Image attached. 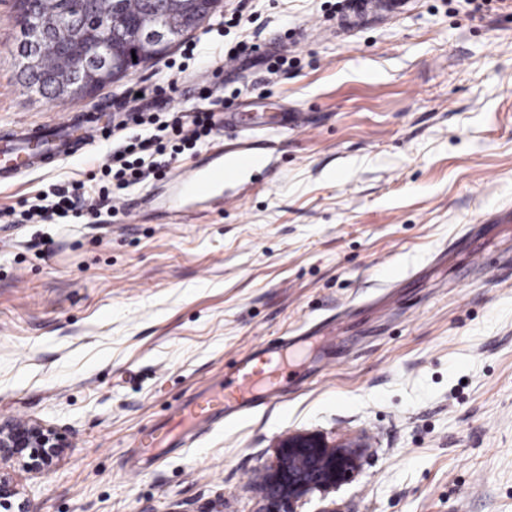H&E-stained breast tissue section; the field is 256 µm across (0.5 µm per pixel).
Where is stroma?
<instances>
[{"mask_svg": "<svg viewBox=\"0 0 512 512\" xmlns=\"http://www.w3.org/2000/svg\"><path fill=\"white\" fill-rule=\"evenodd\" d=\"M363 2L224 0L209 40L256 52L181 72L176 45L72 100L20 82L16 2L0 0V130L91 112L102 132L0 186V211L99 175L124 112L194 111L208 78L227 111L249 100V124L308 123L275 135L268 171L225 184L233 208L179 221L150 179L113 201L135 223H0V415L71 443L50 476L18 473L32 512H259L245 484L295 432L367 446L301 512H512V0L475 19L465 0ZM280 37L290 60L271 76ZM300 335L282 402L137 466L142 430L238 354Z\"/></svg>", "mask_w": 512, "mask_h": 512, "instance_id": "35a3bbf8", "label": "stroma"}]
</instances>
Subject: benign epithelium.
<instances>
[{"label": "benign epithelium", "mask_w": 512, "mask_h": 512, "mask_svg": "<svg viewBox=\"0 0 512 512\" xmlns=\"http://www.w3.org/2000/svg\"><path fill=\"white\" fill-rule=\"evenodd\" d=\"M120 0H87L63 26L51 14H34L26 0H18L25 47L18 48L21 75L39 91L54 97L86 98L97 87L127 76L133 69L163 55L184 34L202 27L221 0H145L146 8L127 18ZM95 29L98 37L83 51H72L77 35ZM45 39L71 52L60 70L42 67L37 51ZM70 447L60 429L32 419H0V512H30L14 472L49 475ZM365 445L360 441L328 443L315 434L296 433L282 439L262 468L265 482L259 496L261 512H299L316 491L350 481L361 467ZM307 461V469H292L293 456Z\"/></svg>", "instance_id": "obj_1"}]
</instances>
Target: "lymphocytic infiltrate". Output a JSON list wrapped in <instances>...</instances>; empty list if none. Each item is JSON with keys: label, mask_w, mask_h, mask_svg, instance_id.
Masks as SVG:
<instances>
[{"label": "lymphocytic infiltrate", "mask_w": 512, "mask_h": 512, "mask_svg": "<svg viewBox=\"0 0 512 512\" xmlns=\"http://www.w3.org/2000/svg\"><path fill=\"white\" fill-rule=\"evenodd\" d=\"M223 108L224 98L218 95L208 107L188 115L175 112L167 120L156 116L135 119V133L103 164L99 183L74 180L52 187L39 193L35 201H22L20 209L5 210L4 215L15 224L48 220L66 224L80 210L96 213L98 203L109 196L164 176L170 161L199 150L217 131Z\"/></svg>", "instance_id": "obj_1"}]
</instances>
